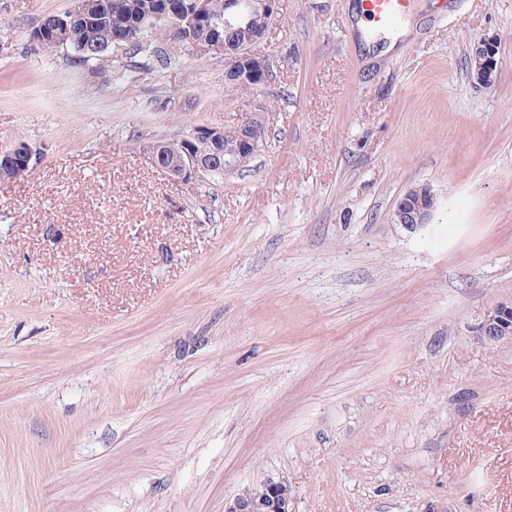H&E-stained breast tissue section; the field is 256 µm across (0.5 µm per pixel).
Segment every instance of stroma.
<instances>
[{"instance_id":"35a3bbf8","label":"stroma","mask_w":512,"mask_h":512,"mask_svg":"<svg viewBox=\"0 0 512 512\" xmlns=\"http://www.w3.org/2000/svg\"><path fill=\"white\" fill-rule=\"evenodd\" d=\"M73 0H0V512H512V0H417L386 55L355 0H279L259 91L224 60L30 34ZM499 44L475 84L474 45ZM262 111L263 149L179 182L147 148ZM426 185L427 227L394 221ZM23 143V146L20 145ZM39 154L25 142H19L12 148L0 151V181L20 178L32 170L38 163ZM2 167L7 175L2 177ZM504 337H512V301L487 311L476 330V340L481 344H490ZM260 487L262 494L246 490L227 501L224 512H291V492L286 481L268 478Z\"/></svg>"}]
</instances>
